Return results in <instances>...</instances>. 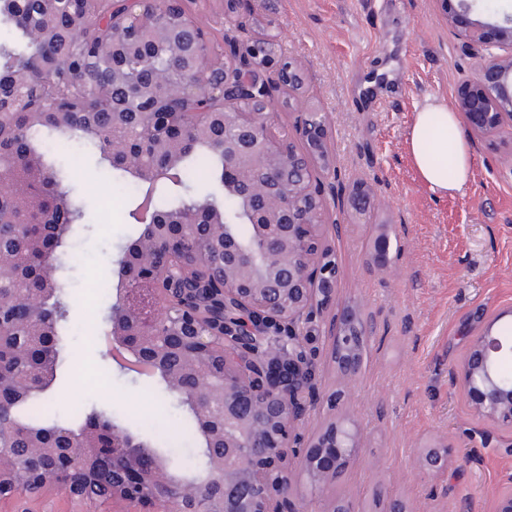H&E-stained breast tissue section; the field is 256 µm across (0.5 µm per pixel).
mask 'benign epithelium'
Returning <instances> with one entry per match:
<instances>
[{
  "label": "benign epithelium",
  "mask_w": 512,
  "mask_h": 512,
  "mask_svg": "<svg viewBox=\"0 0 512 512\" xmlns=\"http://www.w3.org/2000/svg\"><path fill=\"white\" fill-rule=\"evenodd\" d=\"M142 6L141 19L154 22V55L149 72L161 74L158 63L179 57L168 36L166 13H177L197 50L190 60L192 77L167 75L174 91L157 112L146 105L137 112L140 138L153 141L164 161L149 166L129 155L125 163L138 178L158 179L180 158L182 135L208 138L224 154V189L236 194L248 187V199L260 202L259 223L245 245L229 233H216L217 219L202 220L196 205H187L168 219L153 213L150 223L167 230L142 239L121 259V286L112 302L106 334L112 352H121L125 368L131 361L163 377L167 388L184 397L196 417L207 463L193 476L175 473L150 446L112 427L106 444L99 431H52L32 436L23 447L0 444V502L12 501L14 512H34L33 501L63 494L80 505L112 502L121 512L139 504H154L162 512H284L294 510L292 482L322 493L338 478L347 459L356 453L358 423L331 420L312 440L297 474L288 470L295 456L298 428L314 407L326 403L340 408L344 392L319 391L321 368L308 348V328L336 296L339 271L324 245L328 232L338 236L344 225L327 218L325 192L312 182L329 174L332 163L321 113L311 111L298 128L302 140L320 160L316 168L300 164L302 153L277 131L269 101L281 88L295 93L303 77L293 59L276 60L256 37L242 50L236 35L241 0H224V44L186 16L184 0H127ZM59 0H42V20L33 33L38 42L52 35L64 39L78 24L58 21ZM120 29L97 30L96 46L105 58L113 45L139 31L138 25L115 17ZM452 22L460 35L484 47L477 76L465 82L456 110L481 135L512 126V56L491 51L512 47V16L500 24ZM24 72L0 81V95L11 96L23 84ZM112 113V156L127 152V140L116 133L127 121ZM234 124L240 136L216 134L217 127ZM30 154L13 147L0 152V173L12 181L0 192L15 208L38 215L48 232L71 230L67 206L42 211L30 189L38 172L24 170ZM258 169L269 183L251 179ZM356 209L369 208L371 189L355 184L349 191ZM27 335L34 341L49 334L42 305L29 298L20 305ZM372 329L348 309L330 323L331 361L348 380L361 370L359 343ZM512 360V336L494 325L470 337L453 369L462 396L480 419L512 429V381L497 375L501 362ZM22 382L0 371V410L13 404ZM422 464L433 474L448 468L451 449L428 444Z\"/></svg>",
  "instance_id": "obj_1"
}]
</instances>
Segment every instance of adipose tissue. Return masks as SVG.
I'll return each instance as SVG.
<instances>
[{"label":"adipose tissue","mask_w":512,"mask_h":512,"mask_svg":"<svg viewBox=\"0 0 512 512\" xmlns=\"http://www.w3.org/2000/svg\"><path fill=\"white\" fill-rule=\"evenodd\" d=\"M408 153L421 181L432 191L462 190L471 166V149L460 132V119L440 100H429L415 112Z\"/></svg>","instance_id":"adipose-tissue-1"}]
</instances>
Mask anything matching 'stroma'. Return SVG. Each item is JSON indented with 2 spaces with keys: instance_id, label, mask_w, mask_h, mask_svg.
I'll return each instance as SVG.
<instances>
[{
  "instance_id": "1",
  "label": "stroma",
  "mask_w": 512,
  "mask_h": 512,
  "mask_svg": "<svg viewBox=\"0 0 512 512\" xmlns=\"http://www.w3.org/2000/svg\"><path fill=\"white\" fill-rule=\"evenodd\" d=\"M457 0H273L269 17L306 84L279 94L276 120L295 132L309 110L325 118L336 180L375 191L368 216L339 207L345 224L329 238L339 269L331 312L356 308L371 320L359 377L346 382L330 361L325 320L312 326V353L323 388L346 392L345 409L361 427L360 452L335 488L305 499L308 512H380L378 485L408 512H493L512 475V429L474 416L452 375L470 336L512 309V131L465 133L473 162L463 190L439 194L418 179L406 149L412 119L426 99L456 102L476 74L481 49L451 22ZM98 187L88 222L74 225L68 302L75 326L52 393L59 416L96 402L124 413L158 407L131 376L109 365L101 330L106 312L95 284L117 280L131 239L124 192L87 148L59 156ZM387 239L391 264L371 254ZM447 444L446 473L425 472L419 450Z\"/></svg>"
}]
</instances>
